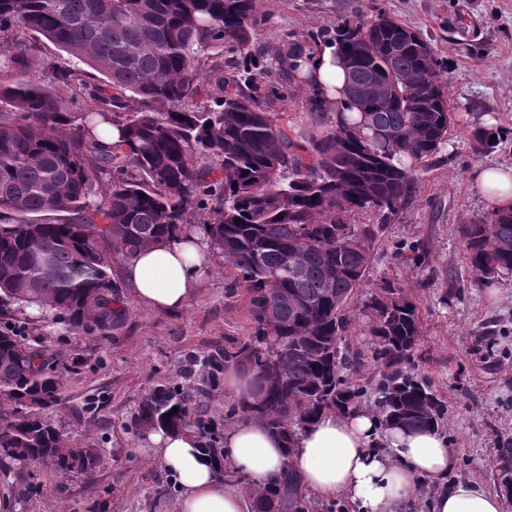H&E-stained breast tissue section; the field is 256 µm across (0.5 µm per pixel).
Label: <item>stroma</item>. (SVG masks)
Returning <instances> with one entry per match:
<instances>
[{"label":"stroma","mask_w":512,"mask_h":512,"mask_svg":"<svg viewBox=\"0 0 512 512\" xmlns=\"http://www.w3.org/2000/svg\"><path fill=\"white\" fill-rule=\"evenodd\" d=\"M381 10L434 45L453 123L447 145L420 173L419 203L380 234L373 264L349 305L347 346L364 355L356 381L368 391L366 406H373L369 391L383 370L372 358L362 305L382 283L403 287L420 310L419 346L406 369L427 380L445 407L441 429L456 458L451 477L501 493L503 512H512V481L504 479L512 461L500 456L501 449L512 448V280L493 288L475 284L460 235L461 225L489 211L474 172L512 165L511 137L487 155L475 154L468 138L490 118L512 129V0H261L253 41L311 33L324 41L339 19ZM306 98L298 85L292 98L270 101L277 125L289 136L316 130ZM416 243L430 251V266L416 269L395 259L396 248ZM211 257L196 295L173 313L143 308L121 264H114L121 317L108 336L68 332L26 312L0 313V329L42 337L57 356L64 387L59 404L46 408L44 417L67 443L102 450L88 475L64 474L49 464H19L11 475H0V492L11 496L9 512H176L177 480L152 452L147 431L132 420L151 389L172 383L198 390L199 407L218 431L239 419L238 396L220 384L201 386V360L237 351L252 330L248 292L230 288L222 254ZM488 327L495 345L478 346L476 336Z\"/></svg>","instance_id":"35a3bbf8"}]
</instances>
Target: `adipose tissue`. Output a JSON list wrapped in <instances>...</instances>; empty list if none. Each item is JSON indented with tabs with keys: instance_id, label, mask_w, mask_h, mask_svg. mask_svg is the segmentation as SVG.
<instances>
[{
	"instance_id": "ef3b65f1",
	"label": "adipose tissue",
	"mask_w": 512,
	"mask_h": 512,
	"mask_svg": "<svg viewBox=\"0 0 512 512\" xmlns=\"http://www.w3.org/2000/svg\"><path fill=\"white\" fill-rule=\"evenodd\" d=\"M301 71L327 87L330 103L339 102L344 73L333 45L308 51ZM474 181L491 206H512V166L479 169ZM211 263L200 236L185 232L141 250L125 262L124 276L145 308L173 312L193 298ZM150 441L178 480L179 512H250L253 490L278 480L288 461L302 491L325 501L344 498L353 512H410L424 479L440 487L428 512H502L499 493L470 480L449 481L456 459L439 429L385 426L366 407L319 414L299 431L290 458L283 441L253 419L239 420L225 432L219 465L191 434L158 430ZM229 472L248 476L249 486L226 480Z\"/></svg>"
}]
</instances>
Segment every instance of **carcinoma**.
Listing matches in <instances>:
<instances>
[{
  "label": "carcinoma",
  "mask_w": 512,
  "mask_h": 512,
  "mask_svg": "<svg viewBox=\"0 0 512 512\" xmlns=\"http://www.w3.org/2000/svg\"><path fill=\"white\" fill-rule=\"evenodd\" d=\"M258 0H0V307L52 314L102 336L117 323L112 264L199 224L224 255L230 287L250 294L247 342L205 361L214 386L226 364L255 375L237 406L292 450L296 428L326 409L361 405L350 380L363 365L345 349V314L363 287L374 243L418 201L419 174L448 143L447 84L432 44L386 11L342 18L329 42L345 72L341 109L309 92L323 131L298 141L254 95L261 75L294 80L309 44L282 37L256 52ZM44 38L99 75L48 68L33 78ZM232 59L224 60V51ZM415 83H403L405 75ZM118 129L104 144L98 128ZM499 126H478L477 154L501 144ZM217 161L223 176L194 158ZM248 174H243V171ZM370 212L374 224H354ZM478 285L512 278V208L462 225ZM382 420L437 428L444 408L429 384L404 370L417 348L419 309L385 283L364 303ZM63 378L44 342L0 331V472L49 463L90 474L100 449L72 447L43 417ZM180 386L160 385L133 425L189 432L216 462L214 420ZM178 412H172V408ZM276 500L303 512L291 467L255 492L253 512Z\"/></svg>",
  "instance_id": "cac0c4a2"
}]
</instances>
